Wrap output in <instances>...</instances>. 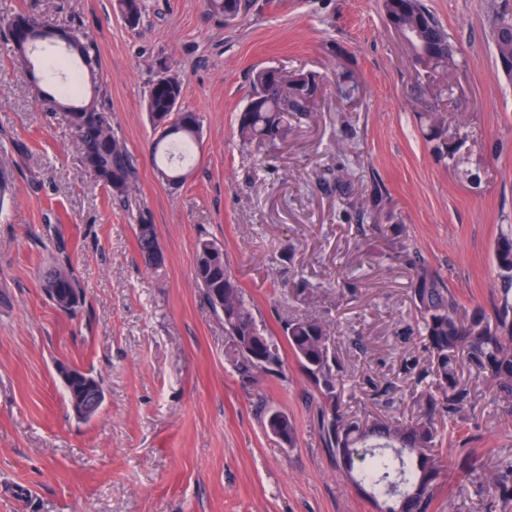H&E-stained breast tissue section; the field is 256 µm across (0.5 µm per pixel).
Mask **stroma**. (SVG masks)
Wrapping results in <instances>:
<instances>
[{
  "instance_id": "1",
  "label": "stroma",
  "mask_w": 512,
  "mask_h": 512,
  "mask_svg": "<svg viewBox=\"0 0 512 512\" xmlns=\"http://www.w3.org/2000/svg\"><path fill=\"white\" fill-rule=\"evenodd\" d=\"M502 0H424L448 32L449 76L414 66L382 0H251L227 23L206 0H145L138 28L114 0H0V512H375L321 439L314 389L288 349V320L331 322L350 420L409 421L429 356L411 296L418 255L462 311L497 303L493 246L512 225V78L489 38ZM95 41L98 104L132 152L135 190L118 203L81 161L41 45L18 66L3 33L16 13ZM184 83L202 124L176 190L159 180L147 111L159 62ZM258 67L315 76L311 117L276 156L242 144L235 117ZM442 113L454 160L434 152L420 114ZM342 171L348 192L327 180ZM370 219L359 220L360 211ZM146 213L164 255L141 257ZM208 236L252 301L285 378L238 376L224 322L194 280ZM66 247L82 288L75 316L41 273ZM92 372L105 401L74 415L59 365ZM471 402L439 452L436 512H512L489 475L512 469V413L469 362ZM288 415L293 445L267 433ZM483 471H458L459 449Z\"/></svg>"
}]
</instances>
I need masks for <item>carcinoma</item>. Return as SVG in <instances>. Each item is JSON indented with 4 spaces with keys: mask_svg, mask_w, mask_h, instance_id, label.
Instances as JSON below:
<instances>
[{
    "mask_svg": "<svg viewBox=\"0 0 512 512\" xmlns=\"http://www.w3.org/2000/svg\"><path fill=\"white\" fill-rule=\"evenodd\" d=\"M250 0H207L210 14L246 11ZM388 21L400 24L407 33L408 47L414 60H428L429 68L448 73L455 57L447 30L425 7L422 0H382ZM121 17L140 22L143 0H115ZM40 25L34 16L19 13L5 32L14 58L29 63L26 44L14 30L19 24ZM495 53L512 56V11L496 14L490 29ZM68 51L81 64L84 77L95 82L99 66L95 46L75 33H69ZM253 94L237 115V134L245 144L259 141L271 152L288 139L293 125L310 117V103L317 84L314 77L290 75L282 70L260 68L252 74ZM169 91L149 92L147 109L150 121L170 122L177 129L175 137L152 142V161L161 179L172 187L186 181L184 168H172L173 159L192 161L194 145L200 138L201 124L196 113L171 109ZM52 107L61 110L81 145L84 165L102 182L109 196L127 197L135 188L136 165L126 143L112 132L106 113L96 105L95 96L76 102L69 86L55 88L49 96ZM427 136L441 158L455 157V146L448 135L445 117L439 112L426 115ZM135 235L141 255L158 247L154 225L145 213L136 218ZM499 282V300L493 315L475 309L464 316L459 303L439 277L424 264H416L413 301L420 313L418 335L429 354V368L418 373L421 418L395 422L373 418L362 423L351 421L344 411V384L330 353L331 326L316 318L288 322L284 334L293 357L312 383L317 394L319 432L325 448L343 470L347 479L376 506L377 512H434L438 480L445 468L436 452L446 432L437 416L459 413L470 398L457 370V358L464 354L479 374L496 387L499 401L512 406V226L501 231L494 245ZM194 276L205 299L224 319V331L239 358V372L244 377L271 376L282 373L284 362L273 342L258 327L253 308L238 279L224 262V249L218 242L198 239ZM48 300L58 310L74 314L80 307L81 292L69 264L51 267L45 275ZM265 429L282 442L295 440V426L287 414L269 413Z\"/></svg>",
    "mask_w": 512,
    "mask_h": 512,
    "instance_id": "carcinoma-1",
    "label": "carcinoma"
}]
</instances>
